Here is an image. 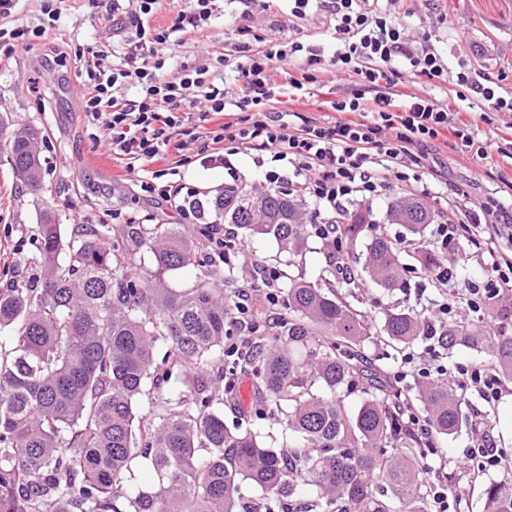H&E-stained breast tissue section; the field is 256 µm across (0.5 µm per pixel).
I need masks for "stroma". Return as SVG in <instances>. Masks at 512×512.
<instances>
[{"mask_svg":"<svg viewBox=\"0 0 512 512\" xmlns=\"http://www.w3.org/2000/svg\"><path fill=\"white\" fill-rule=\"evenodd\" d=\"M62 15L48 28L34 50L8 52L0 46V115L10 124L40 127L44 139L41 157L47 169L42 191H19L8 163V150L0 146V288L21 277H35L29 263L39 246L36 216L45 203L57 206L63 223L110 224L119 213L135 211L156 224H179L178 209L161 199H151L123 176L106 146L104 136L88 125L78 95L73 90L74 59L88 50L103 51L109 63L120 64L134 41L135 31L112 29V0H63ZM405 14L410 38L434 46L448 61L465 59L480 83H494L497 92L512 98V0H396ZM301 34L304 42L325 53L336 48L330 14L311 10L302 19L292 17L286 0H273L270 10L246 6L244 0H217L208 24L198 31L172 33L163 50L164 74L176 76L181 66L212 63L214 55L225 59L223 73L229 92L238 90L240 41L258 44L274 36ZM447 187L442 202H431L432 211L456 208L461 201L479 203L495 195L499 180L495 169L476 164L455 151L433 152ZM266 169L253 150L239 147L229 161L214 160L202 142L184 152L177 178L189 192L220 188L227 183L260 186ZM246 252L233 254L231 264L239 276L263 268L316 279L325 265L323 240L309 235L302 255L292 258L268 238H247ZM462 394L464 423L458 434L435 440L448 473L462 489L461 512H483L485 484L512 476L502 468L479 479L459 474L455 461L467 448L478 419H485L499 453L512 461V391L494 406H486L477 394L458 385Z\"/></svg>","mask_w":512,"mask_h":512,"instance_id":"obj_1","label":"stroma"}]
</instances>
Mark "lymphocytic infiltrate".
Returning <instances> with one entry per match:
<instances>
[{
	"label": "lymphocytic infiltrate",
	"mask_w": 512,
	"mask_h": 512,
	"mask_svg": "<svg viewBox=\"0 0 512 512\" xmlns=\"http://www.w3.org/2000/svg\"><path fill=\"white\" fill-rule=\"evenodd\" d=\"M15 2L0 0V43L29 51L46 30L14 25ZM315 6L328 11L334 21L338 47L331 59L297 38L274 37L260 49L242 43L238 51L244 57L239 66L243 83L231 97L203 66L183 68L172 80L164 78L165 62L152 48L164 44L170 30L145 25L144 16L158 10L159 0H140L138 12L126 17L136 38L126 67L105 64L98 51L77 59L75 82L88 124L104 128L113 158L140 189L164 200L171 198L172 187L162 183V171L150 165L170 151L185 150L184 132L198 133L228 154L243 145L270 153L276 166L267 172L266 182L288 183L296 195L313 201L320 217L315 233L323 239L336 235L348 202L373 201L403 183L421 186L422 196H430V188L421 182L430 150L440 142L478 163L501 155L508 168L499 171V181L512 190V138L498 148L490 138L503 127L512 131V122L502 126L496 121L497 114L512 112V99L476 83L463 66L456 74L457 98L466 100L473 92L483 104L471 112L451 111L434 95L448 75L447 60L430 47H412L401 17L377 0H290L289 12L302 18ZM327 61L338 75L356 77L358 83L356 90L334 102V115L299 120L293 111L280 110L270 76L274 66L298 65L288 84L304 100L317 81L316 70ZM406 73L420 78L422 94L394 93ZM129 82L138 88L136 98L114 95L115 87ZM198 101L203 109H195ZM480 209L483 223L448 219L436 225L431 247L443 251L465 242L482 246L490 259L487 278L463 295H447L437 309L426 310L429 325L456 317L481 318L488 308L512 299V210L497 199L481 202ZM442 376L461 378L490 406L505 391L492 363L447 366L434 341L425 352L405 353L387 373L390 385L401 390L411 380ZM505 465L485 430L472 438L458 460L461 472L469 476Z\"/></svg>",
	"instance_id": "f902f5d3"
}]
</instances>
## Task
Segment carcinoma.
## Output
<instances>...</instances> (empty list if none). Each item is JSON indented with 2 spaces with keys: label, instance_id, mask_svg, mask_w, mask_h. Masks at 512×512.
Returning <instances> with one entry per match:
<instances>
[{
  "label": "carcinoma",
  "instance_id": "1",
  "mask_svg": "<svg viewBox=\"0 0 512 512\" xmlns=\"http://www.w3.org/2000/svg\"><path fill=\"white\" fill-rule=\"evenodd\" d=\"M42 131L10 138L18 187L38 190L44 169ZM198 224L61 223L42 208L32 263L38 280L0 289V512H291L300 487L314 494L310 512H429L424 449L404 422L386 367L365 349L391 348L425 336L424 315L403 304L379 323L354 304L361 275L389 291L407 290L409 274L433 277L431 253L401 260L386 235H371L361 269H326L336 288L288 277L282 310L263 301L249 314L251 351L229 356L225 338L240 334L233 294L243 286L230 266L234 246L209 249L215 224L273 238L281 251L303 253L302 204L285 190L257 192L226 184L187 198ZM339 226L351 244L366 218ZM385 220L413 234L433 222L425 202L395 200ZM154 264L137 261L141 251ZM228 274L210 269L217 259ZM199 268L191 287L167 276ZM441 344L491 353L512 378V336L467 324L437 332ZM251 379L253 407H236L240 378ZM363 399L349 411L339 393ZM416 401L432 432H458L462 398L453 384L418 387ZM236 413L224 422V407ZM154 473L148 488L138 483ZM484 512H512V478L484 487Z\"/></svg>",
  "mask_w": 512,
  "mask_h": 512
}]
</instances>
